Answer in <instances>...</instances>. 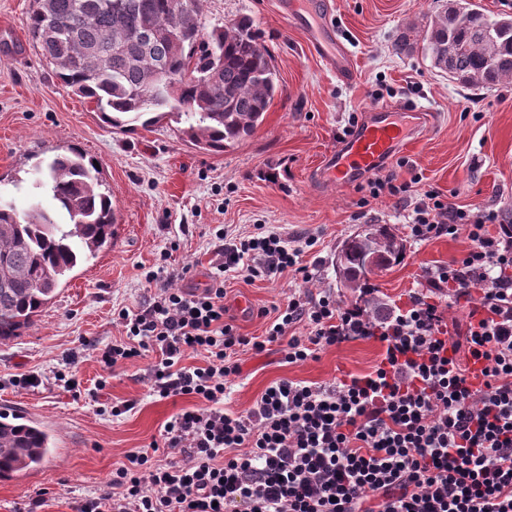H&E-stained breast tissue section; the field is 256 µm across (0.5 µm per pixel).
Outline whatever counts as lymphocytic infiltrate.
Masks as SVG:
<instances>
[{
	"instance_id": "f902f5d3",
	"label": "lymphocytic infiltrate",
	"mask_w": 512,
	"mask_h": 512,
	"mask_svg": "<svg viewBox=\"0 0 512 512\" xmlns=\"http://www.w3.org/2000/svg\"><path fill=\"white\" fill-rule=\"evenodd\" d=\"M408 226L418 241L466 235L470 248L424 268L406 301L379 318L308 288L276 306L263 335L240 334L226 317V277L315 278L305 256L317 237L292 246L264 224L239 237L215 232L205 288L179 287L187 265L147 271L150 303L118 311L126 339L99 361L111 371L153 354L152 395L190 405L75 512H512V212L461 208L429 189ZM455 307L467 308L465 326L449 320ZM299 324L306 335H291ZM356 340L382 347L370 372L280 379L248 413L225 408L240 352L281 343L285 362L300 364ZM191 351L203 364L185 365ZM473 363L484 366L482 383L470 379Z\"/></svg>"
}]
</instances>
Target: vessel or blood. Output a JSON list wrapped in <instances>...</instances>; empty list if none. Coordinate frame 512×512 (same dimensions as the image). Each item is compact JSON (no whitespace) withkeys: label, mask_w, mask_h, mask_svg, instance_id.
Returning <instances> with one entry per match:
<instances>
[{"label":"vessel or blood","mask_w":512,"mask_h":512,"mask_svg":"<svg viewBox=\"0 0 512 512\" xmlns=\"http://www.w3.org/2000/svg\"><path fill=\"white\" fill-rule=\"evenodd\" d=\"M280 4L289 21L304 30L307 51L322 59L337 79L352 82L354 68L337 37L329 0H280ZM406 137L407 129L395 120L392 109L383 105L371 108L331 158L325 170L327 180L346 185L357 175L371 173Z\"/></svg>","instance_id":"b4317fda"}]
</instances>
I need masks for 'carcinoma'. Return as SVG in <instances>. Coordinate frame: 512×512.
<instances>
[{
	"label": "carcinoma",
	"instance_id": "carcinoma-1",
	"mask_svg": "<svg viewBox=\"0 0 512 512\" xmlns=\"http://www.w3.org/2000/svg\"><path fill=\"white\" fill-rule=\"evenodd\" d=\"M204 0H33L28 37L55 76L91 100L103 122L122 130L139 122L184 120L183 133L209 152L250 135L279 89L277 72L248 17L203 31ZM152 37L146 50L134 39ZM421 49L431 66L469 89L512 82V15L490 14L475 0H447L411 23L393 45ZM176 83L162 81L158 65ZM25 212L0 194V341L28 327L81 262L112 247L114 214L92 163L75 150L38 162ZM55 201L43 205L42 196ZM405 257L398 236L368 224L336 255L340 286L375 315L382 302L365 296L369 276ZM55 446L53 435L20 415L0 412V478L37 468Z\"/></svg>",
	"mask_w": 512,
	"mask_h": 512
}]
</instances>
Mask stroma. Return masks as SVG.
Listing matches in <instances>:
<instances>
[{"mask_svg":"<svg viewBox=\"0 0 512 512\" xmlns=\"http://www.w3.org/2000/svg\"><path fill=\"white\" fill-rule=\"evenodd\" d=\"M278 2L205 0V30L242 16L252 19L280 85L251 136L214 153L193 146L180 125L166 119L129 132L107 126L94 103L65 87L30 44L26 17L32 0H0V191L25 210L28 193L15 191L14 180L31 183L37 161L76 150L98 162L117 227L111 249L78 264L34 324L0 342V412L27 416L55 438L39 469L0 481V512H17L35 498L44 501L41 512H74L75 501L108 490L113 469L129 452L149 448L177 412L172 401L149 392L152 356L112 371L98 361L101 349L125 338L113 312H135L148 303L143 274L156 268L161 253H170L173 265L190 266L182 287L202 288L216 262V229L244 236L264 224L292 244L313 235L320 286L335 289L337 299L348 303L352 297L336 278V254L363 225H384L403 238L406 258L370 282L379 298L392 303L416 287L422 268L468 251L462 234L426 242L410 238L408 202L382 196L359 207L369 194L365 179L347 186L322 182L330 153L370 108L402 104L440 115L427 128L406 117L409 138L386 161L397 181L418 174L421 189H435L456 205L512 211V83L470 91L433 69L421 53L392 49L403 27L434 14L443 0H333L356 69L350 83L305 53L304 33L284 18ZM224 289L239 333L259 336L268 323L261 310L305 285L286 273L255 281L231 278ZM380 353L372 340L330 347L318 359L293 365L285 363L278 345L262 355L241 353V374L226 380L227 406L249 411L282 378L323 384L343 371L369 372ZM24 373L38 374L40 385L18 389L15 378ZM72 379L84 396L70 391ZM102 380L106 388L92 399L89 390ZM126 400L135 401V408L112 416L111 406Z\"/></svg>","mask_w":512,"mask_h":512,"instance_id":"35a3bbf8","label":"stroma"}]
</instances>
